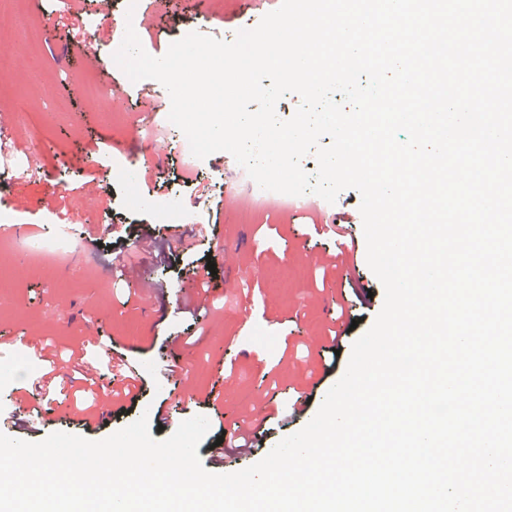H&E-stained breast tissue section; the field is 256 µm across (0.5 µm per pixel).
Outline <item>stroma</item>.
Listing matches in <instances>:
<instances>
[{
    "mask_svg": "<svg viewBox=\"0 0 512 512\" xmlns=\"http://www.w3.org/2000/svg\"><path fill=\"white\" fill-rule=\"evenodd\" d=\"M137 34L152 56L191 32L232 41L243 26H257L281 0H256L243 11L241 0H224L221 18L198 19V0H141ZM30 16L47 18L43 53L36 58L13 51L0 72V147L24 150L33 134L45 148L41 178L25 183L12 207L10 223L48 233L49 222L73 224L80 251L68 265L24 256H0V433L36 442L54 432L101 440L147 416L152 438L171 436L179 424L203 414L210 431L197 453L208 461L220 428L272 409L288 411L296 397H310L307 412L288 423L271 421L253 453L224 451V472L264 458L283 438L299 431L317 413L329 389L344 374L353 343L379 313L358 300L384 289L367 264L362 223L352 225L357 240L351 261L335 265L334 239L313 227L336 215H358L360 195L341 192L329 209L270 210L242 220L244 180L233 156L216 152L201 161L200 180L180 178L179 137L160 136L164 117L154 123L144 113L169 95L152 79L131 82L119 68L102 74L111 85L109 111L89 103L78 78L96 62L89 30L104 17H120L123 0H27ZM33 113L32 126L17 124L21 109ZM133 161L127 177L111 172L116 160ZM183 195V208L167 221L182 225L205 249L183 254L177 240L150 244L107 243L108 225L159 223L152 207L158 184ZM215 270H208V263ZM142 270L155 285L146 291L133 279ZM211 275L207 311L191 301L196 283ZM192 346H185L186 336ZM84 349L86 364L114 351L147 380L146 394L132 410L111 389L84 392L64 353ZM53 393L51 414L36 431L14 423L32 397ZM210 406H203V399ZM107 425L84 431L77 406Z\"/></svg>",
    "mask_w": 512,
    "mask_h": 512,
    "instance_id": "1",
    "label": "stroma"
}]
</instances>
